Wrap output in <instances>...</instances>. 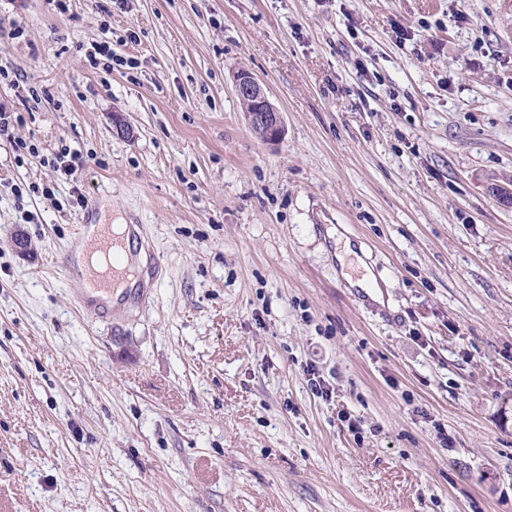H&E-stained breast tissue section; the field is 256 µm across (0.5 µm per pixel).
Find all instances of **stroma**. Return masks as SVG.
Listing matches in <instances>:
<instances>
[{"instance_id":"1","label":"stroma","mask_w":512,"mask_h":512,"mask_svg":"<svg viewBox=\"0 0 512 512\" xmlns=\"http://www.w3.org/2000/svg\"><path fill=\"white\" fill-rule=\"evenodd\" d=\"M66 3L0 0V512H512V0ZM64 146L162 263L116 320L72 187L28 190ZM235 94L252 105L247 112L249 124L267 142H278L285 135L282 113L270 101L266 90L249 72L238 73L234 82Z\"/></svg>"}]
</instances>
